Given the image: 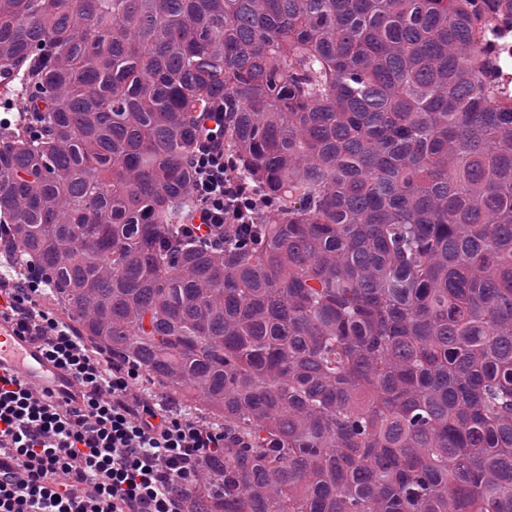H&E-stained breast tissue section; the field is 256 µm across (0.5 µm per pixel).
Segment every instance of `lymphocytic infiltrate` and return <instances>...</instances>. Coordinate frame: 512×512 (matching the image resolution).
I'll return each instance as SVG.
<instances>
[{"label": "lymphocytic infiltrate", "instance_id": "1", "mask_svg": "<svg viewBox=\"0 0 512 512\" xmlns=\"http://www.w3.org/2000/svg\"><path fill=\"white\" fill-rule=\"evenodd\" d=\"M222 125L205 133L191 188L197 221L183 230L214 250L224 230L249 224L264 205L226 160ZM45 275L0 271L5 314L40 341L83 388L63 404L25 381L0 377V512H192L190 492L224 445L223 427L202 423L142 395L139 367L102 359L72 324L38 306Z\"/></svg>", "mask_w": 512, "mask_h": 512}]
</instances>
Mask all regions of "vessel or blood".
<instances>
[{
    "label": "vessel or blood",
    "mask_w": 512,
    "mask_h": 512,
    "mask_svg": "<svg viewBox=\"0 0 512 512\" xmlns=\"http://www.w3.org/2000/svg\"><path fill=\"white\" fill-rule=\"evenodd\" d=\"M0 375L18 376L60 402L79 403L82 390L47 357L42 345L21 334L16 323L0 315Z\"/></svg>",
    "instance_id": "b4317fda"
}]
</instances>
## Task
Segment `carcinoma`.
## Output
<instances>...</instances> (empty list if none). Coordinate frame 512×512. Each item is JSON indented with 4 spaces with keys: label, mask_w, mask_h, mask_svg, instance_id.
I'll use <instances>...</instances> for the list:
<instances>
[{
    "label": "carcinoma",
    "mask_w": 512,
    "mask_h": 512,
    "mask_svg": "<svg viewBox=\"0 0 512 512\" xmlns=\"http://www.w3.org/2000/svg\"><path fill=\"white\" fill-rule=\"evenodd\" d=\"M509 62L512 0H0L17 274L224 427L195 512H512ZM224 130L216 123L205 133L207 145L196 157L197 177L191 192L199 199L197 224L186 225L183 234L214 250L224 247V230L230 224H254L253 215L264 207L263 198L246 190L224 159Z\"/></svg>",
    "instance_id": "cac0c4a2"
}]
</instances>
